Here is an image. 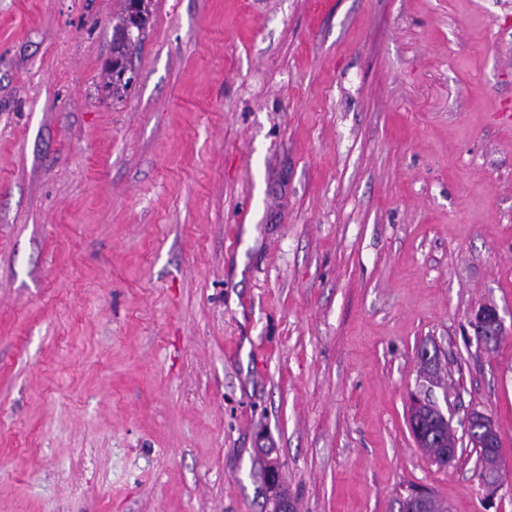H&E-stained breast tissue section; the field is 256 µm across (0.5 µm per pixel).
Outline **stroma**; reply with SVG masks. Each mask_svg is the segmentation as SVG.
Listing matches in <instances>:
<instances>
[{"instance_id": "obj_1", "label": "stroma", "mask_w": 512, "mask_h": 512, "mask_svg": "<svg viewBox=\"0 0 512 512\" xmlns=\"http://www.w3.org/2000/svg\"><path fill=\"white\" fill-rule=\"evenodd\" d=\"M120 11L0 0V512H512V0ZM122 12L112 34V93L118 95L121 89H127L131 82L128 77L124 82L127 66L124 64L133 44L132 28L138 33L145 24L151 0H122ZM115 76V78H114ZM473 327L475 332L481 335L479 337L483 339L501 337L503 332L502 320L494 308H484L478 311L473 320ZM434 413V409L432 407H424L420 411L419 415V423L422 422L424 424L421 438V443L423 444V449L426 451L431 461L436 465L446 466L448 465L454 457L457 455V448H448L445 457H443L442 448H444V443L449 441V437L451 433L448 430V427H439V428H429L428 421L432 419V415ZM477 423L481 427H474ZM461 426L472 448L478 453L482 470L496 472L499 453L486 449L500 447V434L493 419L483 412L471 411L463 418ZM492 473L483 472L481 476L483 487L490 494H494L499 489L498 477Z\"/></svg>"}]
</instances>
